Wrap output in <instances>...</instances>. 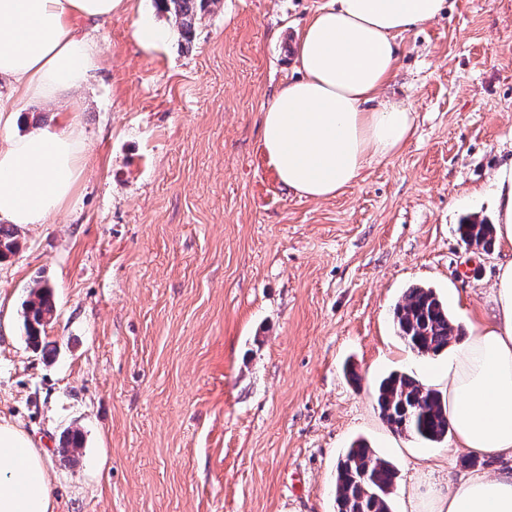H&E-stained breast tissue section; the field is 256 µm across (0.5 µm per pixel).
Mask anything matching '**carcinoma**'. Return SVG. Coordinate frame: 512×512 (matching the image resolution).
Segmentation results:
<instances>
[{
    "label": "carcinoma",
    "instance_id": "cac0c4a2",
    "mask_svg": "<svg viewBox=\"0 0 512 512\" xmlns=\"http://www.w3.org/2000/svg\"><path fill=\"white\" fill-rule=\"evenodd\" d=\"M185 40H190L202 12L219 0H159ZM457 232L465 244L488 249L493 242L494 225L475 215L464 217ZM19 249L12 224H0V254ZM55 312L52 287L36 282L23 307L27 338L36 343L41 329ZM398 336L413 352L437 355L459 339V329L448 309L431 288L408 289L394 308ZM376 403L391 431L438 443L448 437L447 404L442 395L425 387L407 373L393 372L377 385ZM396 479L394 466L378 458L365 443L349 448L336 469L334 489L336 512H390L388 495Z\"/></svg>",
    "mask_w": 512,
    "mask_h": 512
}]
</instances>
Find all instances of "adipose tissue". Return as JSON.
I'll return each instance as SVG.
<instances>
[{"label":"adipose tissue","instance_id":"obj_1","mask_svg":"<svg viewBox=\"0 0 512 512\" xmlns=\"http://www.w3.org/2000/svg\"><path fill=\"white\" fill-rule=\"evenodd\" d=\"M127 0H0V127L16 125L33 100L70 110L95 67L93 42L75 17L99 21ZM445 0H328L298 30L299 75L263 111V152L299 196H336L374 161L394 156L414 130L408 109L382 98L397 74L399 37L436 19ZM85 146L75 122L0 139V222L41 224L71 198ZM448 423L456 448L512 459V260L501 264L491 321L448 360ZM0 512H54L49 476L34 442L0 422ZM414 512H512V469L492 479L449 478L446 492Z\"/></svg>","mask_w":512,"mask_h":512}]
</instances>
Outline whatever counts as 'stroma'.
Masks as SVG:
<instances>
[{
	"label": "stroma",
	"instance_id": "35a3bbf8",
	"mask_svg": "<svg viewBox=\"0 0 512 512\" xmlns=\"http://www.w3.org/2000/svg\"><path fill=\"white\" fill-rule=\"evenodd\" d=\"M326 2L218 0L188 46L153 0L90 26L84 173L0 258V418L42 453L57 512H336L359 441L397 471L391 512L464 472L451 441L391 432L375 387L447 366L397 336L408 288H434L464 329L493 313L512 254L457 225L495 220L512 167V0H447L400 37L383 94L412 137L311 200L277 180L260 121ZM146 23L166 33L150 49ZM39 276L56 311L34 346L22 304ZM76 428L83 448L62 453ZM494 230L493 224L479 219L476 215L464 217L457 227V232L463 243L466 245L473 243L486 250L492 245Z\"/></svg>",
	"mask_w": 512,
	"mask_h": 512
}]
</instances>
